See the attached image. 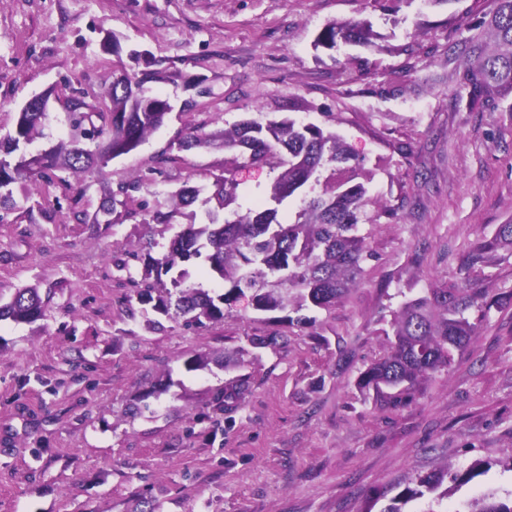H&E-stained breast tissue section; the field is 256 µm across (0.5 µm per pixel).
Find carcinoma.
I'll use <instances>...</instances> for the list:
<instances>
[{
  "instance_id": "carcinoma-1",
  "label": "carcinoma",
  "mask_w": 512,
  "mask_h": 512,
  "mask_svg": "<svg viewBox=\"0 0 512 512\" xmlns=\"http://www.w3.org/2000/svg\"><path fill=\"white\" fill-rule=\"evenodd\" d=\"M469 35L448 48L464 62L456 72L458 89L470 105L493 107L512 96V0H489L488 10ZM371 27L363 22H331L317 37L316 46L334 49L338 43L371 44ZM147 78L124 71L112 81V95L88 101L72 90L66 98L70 135L48 152H36L31 162L11 165L26 153L41 133L44 112H19L12 132L0 136V210L17 206L12 185L20 180L56 183L68 189V175L86 171L137 148L156 131L172 111L171 104L146 87ZM206 124L192 128L181 142L186 149L218 146L237 153L248 164H269L279 170L268 205L245 213L232 208L238 183L233 170L215 178L211 195L183 186L171 197L185 208L197 201L207 206L208 223L190 222L170 237L162 251L148 249L142 263V288L136 300L170 319L202 327L224 318L243 298L256 311L299 312L333 306L361 283L363 261L368 257L360 225L368 206L377 215L392 210L368 195V187L345 175L360 167L356 156L334 132L290 117L262 124L242 120L230 129L206 132ZM88 140L96 150L86 149ZM320 191H315V188ZM140 182L103 188L102 204L93 222L112 223V214L126 207ZM303 194V207L292 222L279 218L278 206ZM230 210L224 222L219 212ZM500 250L512 251V224H502L496 234L477 244L467 258V269L485 264ZM200 257L223 281V291L209 293L186 287L187 272L165 282L174 268ZM499 305L459 283H444L425 294L407 299L393 320V336L383 352L360 371L356 384L362 396L381 408L410 404L423 383L448 369L454 355L463 351L478 324L468 312L480 313ZM45 316V303L36 287L18 288L0 304V321L34 323ZM483 473L476 462L464 471L435 469L416 476L392 498L383 512H402L408 501L433 493L444 482L462 485ZM463 512H512V499L500 500L493 492L470 500Z\"/></svg>"
}]
</instances>
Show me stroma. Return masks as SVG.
<instances>
[{
    "label": "stroma",
    "instance_id": "obj_1",
    "mask_svg": "<svg viewBox=\"0 0 512 512\" xmlns=\"http://www.w3.org/2000/svg\"><path fill=\"white\" fill-rule=\"evenodd\" d=\"M487 0H0V135L21 105L55 89L46 132L67 137L70 89L106 98L114 72L146 52L173 106L136 149L72 179L69 191L14 185L0 217V298L36 286L32 324L0 322V512H383L419 474L485 472L404 512H462L512 495V252L466 270L476 243L512 223V102L470 107L449 44ZM366 21L372 45L316 46L330 21ZM116 39L120 54L103 50ZM292 116L339 134L393 213L364 222L363 280L328 309L261 312L240 302L197 327L128 304L114 260L138 268L156 236L146 212L183 184L211 187L231 167L220 147L182 149L189 128ZM276 170L236 169V209L268 198ZM137 180L135 214L79 223L102 182ZM39 202L30 210V202ZM466 282L502 299L448 371L409 405L379 409L356 381L404 296ZM276 344L250 349L253 337ZM239 356L186 371L194 355ZM245 382L231 403V381Z\"/></svg>",
    "mask_w": 512,
    "mask_h": 512
}]
</instances>
